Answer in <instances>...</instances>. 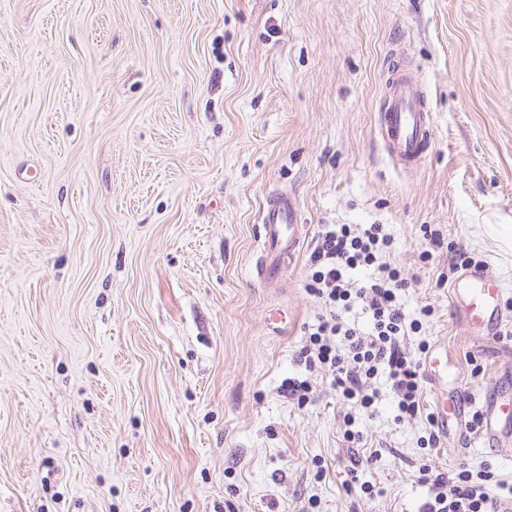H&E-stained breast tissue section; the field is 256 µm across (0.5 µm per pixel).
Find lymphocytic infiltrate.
Masks as SVG:
<instances>
[{
	"mask_svg": "<svg viewBox=\"0 0 512 512\" xmlns=\"http://www.w3.org/2000/svg\"><path fill=\"white\" fill-rule=\"evenodd\" d=\"M394 238L383 224H325L313 240L305 281L306 292L317 298L321 311L304 328V341L296 360L305 378H290L282 393L306 404L314 380L325 381L347 405L344 437L349 443L352 468L365 457L366 441L356 430L358 420L377 414V381H385L396 400L398 419L425 417L429 426L426 445H440V425L424 406L423 357L428 341L407 352V336L420 333L430 306L411 315L401 294L407 286L400 267L392 260ZM361 309L367 326L351 320ZM418 480L427 485L429 497L419 512H495L497 492L505 484L492 466L479 471L459 468L455 475L430 463L418 468Z\"/></svg>",
	"mask_w": 512,
	"mask_h": 512,
	"instance_id": "obj_1",
	"label": "lymphocytic infiltrate"
}]
</instances>
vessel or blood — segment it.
Listing matches in <instances>:
<instances>
[{
	"instance_id": "obj_1",
	"label": "vessel or blood",
	"mask_w": 512,
	"mask_h": 512,
	"mask_svg": "<svg viewBox=\"0 0 512 512\" xmlns=\"http://www.w3.org/2000/svg\"><path fill=\"white\" fill-rule=\"evenodd\" d=\"M379 132L392 158L405 169L416 167L431 141L430 111L414 79L405 71H396L386 86V101L379 115ZM304 236L297 222V210L291 196L276 193L262 210V275L276 279L294 260ZM502 288L499 280L481 269L465 270L453 286V303L467 326L479 333H494L502 321ZM425 367L436 391V413L443 425L461 424L464 407L448 395L451 366L446 351L430 353ZM481 413L483 437L488 446H496L502 436H512V402L502 391L484 396Z\"/></svg>"
}]
</instances>
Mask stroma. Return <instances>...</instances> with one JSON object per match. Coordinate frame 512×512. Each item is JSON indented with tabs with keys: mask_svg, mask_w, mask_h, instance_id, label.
<instances>
[{
	"mask_svg": "<svg viewBox=\"0 0 512 512\" xmlns=\"http://www.w3.org/2000/svg\"><path fill=\"white\" fill-rule=\"evenodd\" d=\"M395 58L433 119L410 173L378 131ZM279 191L310 238L388 225L434 310L404 345L479 410L512 370V0H0V512H418L425 459L512 486V439L423 448L386 389L352 486L335 392H281L320 305L309 247L258 276ZM451 244L499 277V334L456 312Z\"/></svg>",
	"mask_w": 512,
	"mask_h": 512,
	"instance_id": "1",
	"label": "stroma"
}]
</instances>
